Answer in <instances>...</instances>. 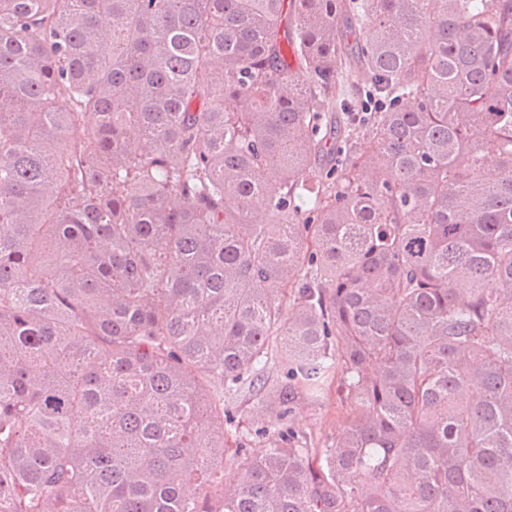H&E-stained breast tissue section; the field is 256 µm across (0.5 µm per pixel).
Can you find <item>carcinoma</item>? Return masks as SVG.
I'll list each match as a JSON object with an SVG mask.
<instances>
[{
  "instance_id": "1",
  "label": "carcinoma",
  "mask_w": 512,
  "mask_h": 512,
  "mask_svg": "<svg viewBox=\"0 0 512 512\" xmlns=\"http://www.w3.org/2000/svg\"><path fill=\"white\" fill-rule=\"evenodd\" d=\"M0 512H512V0H0ZM280 336H272L269 344L266 357L263 358L262 364L259 368H262V374L264 378L270 383L281 379L286 372L285 361L282 358ZM256 390L248 382L228 390L224 382V415L233 416L230 425L224 416V471L222 481L224 491L233 490L237 469L234 451L237 443L243 442L246 447L258 453L269 448V443L283 428L290 426L300 436L303 448H330L336 436L344 429L347 422V407L342 395L337 390L336 378L327 386L324 393L314 401L298 405L287 420H279L275 416L265 422L266 434L256 435V423L251 417V409L256 402Z\"/></svg>"
}]
</instances>
